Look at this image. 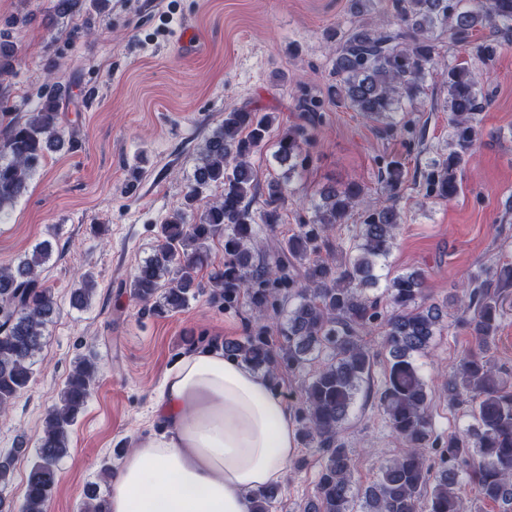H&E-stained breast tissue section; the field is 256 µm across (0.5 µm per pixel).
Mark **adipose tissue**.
<instances>
[{
	"label": "adipose tissue",
	"instance_id": "1",
	"mask_svg": "<svg viewBox=\"0 0 512 512\" xmlns=\"http://www.w3.org/2000/svg\"><path fill=\"white\" fill-rule=\"evenodd\" d=\"M155 416L161 429L115 473L107 512H250L297 452L293 420L268 381L208 348L165 371Z\"/></svg>",
	"mask_w": 512,
	"mask_h": 512
}]
</instances>
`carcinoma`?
Masks as SVG:
<instances>
[{"instance_id":"cac0c4a2","label":"carcinoma","mask_w":512,"mask_h":512,"mask_svg":"<svg viewBox=\"0 0 512 512\" xmlns=\"http://www.w3.org/2000/svg\"><path fill=\"white\" fill-rule=\"evenodd\" d=\"M376 0H348L349 27L336 43L332 60L336 100L381 124L389 135L418 136L409 112L426 94V78L435 69L439 41L464 48L482 67H448V128L451 150L426 163L422 183L432 204L455 198L463 188L462 172L483 135L480 114L488 102L482 76L489 74L502 45L512 43V0H389L394 27L375 26L364 16ZM488 30L489 35L477 37ZM297 108L307 123L279 133L274 158L288 165V177L258 183L251 159L273 132L274 115L243 106L205 138L199 163L182 207L159 227L153 254L140 263L130 284L142 310L165 316L207 295L231 306L245 299L263 317L280 318L281 344L267 338L268 326L257 324L246 336L224 342V353L269 376L280 366L301 379L296 410L299 436L320 449L322 465L313 500L303 512H470L459 489L466 482L479 497L512 512V385L500 376L492 359L502 319L504 296L512 290V262L473 272L461 294L443 304H426L427 278L413 269L389 280L391 311H380L381 299L367 289L378 285L394 246L401 215L398 198L404 183L400 162L387 163L382 183L387 199L376 207L364 204V186L350 182L324 186L309 200L311 217L288 238L276 229L290 194L289 176L310 162L316 128L322 123L321 102L303 93ZM64 143L58 127L57 98L43 95L36 111L6 126L0 141V217L27 192L45 150ZM222 188L220 196L199 215L202 189ZM262 208L252 209L256 197ZM351 243L341 260L322 252L333 249L330 232L352 217ZM268 232L267 257L254 261V225ZM224 243V262L210 265L214 240ZM50 245L40 243L11 267L0 268V411L29 387L47 325L56 313V299L45 286L42 266ZM212 266L207 281L203 267ZM94 292L91 274L83 277L71 300L78 308ZM468 330L472 346L442 383L448 408L461 411L468 423L442 441L434 435L429 387L417 364L443 328L448 310ZM383 328L386 364L374 392L386 426L403 444L402 454L379 468L377 481L360 491L351 480L352 458L345 423L355 400L373 377L377 355L364 343L372 327ZM99 365L94 355L75 361L58 401L46 412L42 436L26 483L23 512H45L59 483V462L67 455L69 432L93 391ZM18 447L0 456V512L3 492L11 481ZM278 487L257 493L252 512H271ZM82 512H104L98 483L85 491Z\"/></svg>"}]
</instances>
